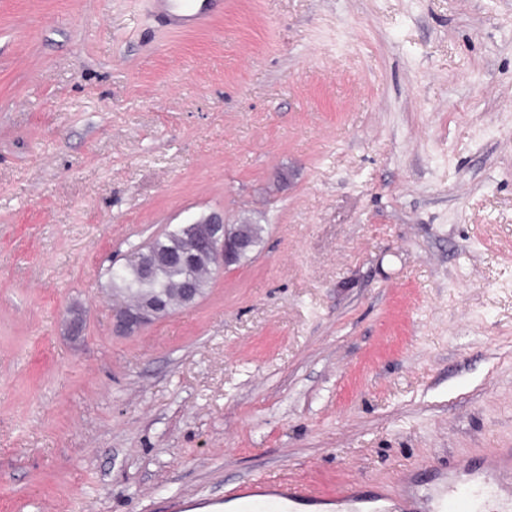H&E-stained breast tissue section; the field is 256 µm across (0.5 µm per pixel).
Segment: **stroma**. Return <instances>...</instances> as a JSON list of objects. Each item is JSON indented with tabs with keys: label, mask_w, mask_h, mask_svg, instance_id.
<instances>
[{
	"label": "stroma",
	"mask_w": 512,
	"mask_h": 512,
	"mask_svg": "<svg viewBox=\"0 0 512 512\" xmlns=\"http://www.w3.org/2000/svg\"><path fill=\"white\" fill-rule=\"evenodd\" d=\"M213 211L263 243L113 332L106 267ZM498 448L512 0H224L190 31L149 0H0V512L408 467L422 495Z\"/></svg>",
	"instance_id": "obj_1"
}]
</instances>
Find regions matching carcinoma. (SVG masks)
<instances>
[{
  "label": "carcinoma",
  "mask_w": 512,
  "mask_h": 512,
  "mask_svg": "<svg viewBox=\"0 0 512 512\" xmlns=\"http://www.w3.org/2000/svg\"><path fill=\"white\" fill-rule=\"evenodd\" d=\"M238 228L252 247L262 243L263 225L247 222ZM146 250L161 257V262L147 267L136 262L109 266L108 283L113 293L131 301L160 297L174 310L188 303L185 289L193 288L198 293L205 291L213 270L211 259L196 252L193 237L185 231V225H168L161 236L146 246Z\"/></svg>",
  "instance_id": "carcinoma-1"
}]
</instances>
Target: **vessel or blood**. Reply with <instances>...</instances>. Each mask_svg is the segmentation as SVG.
Listing matches in <instances>:
<instances>
[{"label": "vessel or blood", "instance_id": "1", "mask_svg": "<svg viewBox=\"0 0 512 512\" xmlns=\"http://www.w3.org/2000/svg\"><path fill=\"white\" fill-rule=\"evenodd\" d=\"M157 13L177 28L204 26L224 11V0H152ZM432 494L415 496L405 482L383 492L378 512H512V448L490 454L484 467L458 459L443 468ZM315 486L285 487L271 480L237 486L238 512H297L300 503L317 498Z\"/></svg>", "mask_w": 512, "mask_h": 512}]
</instances>
